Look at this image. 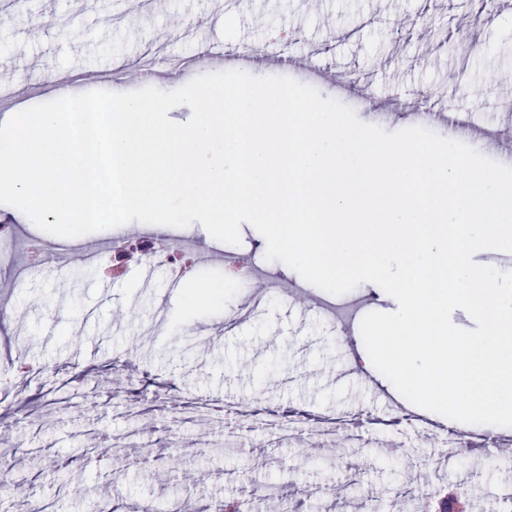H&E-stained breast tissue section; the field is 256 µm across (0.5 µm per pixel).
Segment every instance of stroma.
Returning <instances> with one entry per match:
<instances>
[{"mask_svg": "<svg viewBox=\"0 0 512 512\" xmlns=\"http://www.w3.org/2000/svg\"><path fill=\"white\" fill-rule=\"evenodd\" d=\"M473 0H19L0 23V64L33 91L26 107L55 100L53 81L81 71L115 73L92 90L143 88L123 78L145 61L168 67L177 59L191 76L234 69L241 43L258 53L304 56L306 70L273 64L245 66L256 77L286 76L351 108L364 123L395 132L417 126L422 111H446L425 121L440 137L467 144L512 166V0H494L495 22L470 25ZM56 25L43 29L44 16ZM292 34L289 45L275 33ZM221 52L219 67L203 64L200 46ZM13 225L15 266L0 270V472L29 483L30 499L0 487V512H30L31 501L53 512H86L89 502L117 501L124 512L145 502L167 507L186 490L211 505L240 495L255 475L280 486L296 512H354L367 493L377 512H396L408 483L464 486L469 512H507L501 494L512 487V460L493 440L445 460L444 448L423 428L374 422L350 444L300 426L277 441L239 432L244 406L305 410L337 416L395 395L376 368L353 367L364 349L362 318L392 312L383 289L363 283L342 295L317 290L320 306H305L304 279L265 257L266 241L242 224L239 244H223L277 283L260 310L245 314L247 289L225 284L224 265L194 266L196 282L222 291L187 307L183 290L169 286L160 266L145 274L140 259L120 275L81 263L76 253L58 261L55 235L16 207L0 204V223ZM208 340V352L197 348ZM114 443L100 462L90 442ZM198 481L184 485L168 457ZM67 458L79 465L91 496L74 491ZM353 479L345 506L333 497L309 500L301 490L331 488Z\"/></svg>", "mask_w": 512, "mask_h": 512, "instance_id": "stroma-1", "label": "stroma"}]
</instances>
